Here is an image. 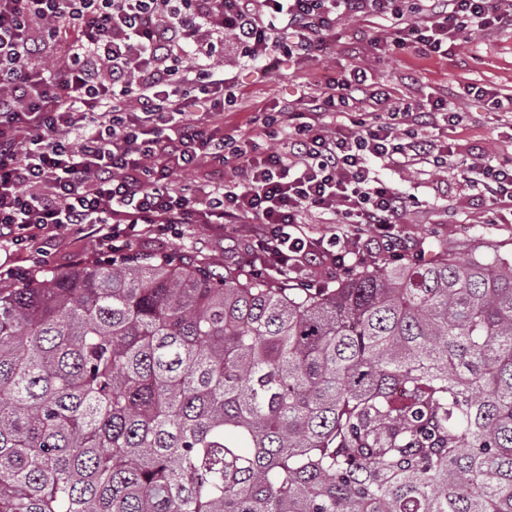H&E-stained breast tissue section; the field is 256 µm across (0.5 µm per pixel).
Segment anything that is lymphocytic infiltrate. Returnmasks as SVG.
Returning a JSON list of instances; mask_svg holds the SVG:
<instances>
[{
  "label": "lymphocytic infiltrate",
  "instance_id": "lymphocytic-infiltrate-1",
  "mask_svg": "<svg viewBox=\"0 0 512 512\" xmlns=\"http://www.w3.org/2000/svg\"><path fill=\"white\" fill-rule=\"evenodd\" d=\"M369 14L393 27L369 41L380 57H443L465 34L512 29L505 0H0V246L35 252L41 232L66 230L112 255L186 224L217 236L238 224L265 274L302 288L306 264L349 273L406 251L410 200L381 169L456 170L512 205L511 163L458 166L432 136L464 113L395 97L364 69L265 114L255 136L225 133L227 60L302 61ZM337 112L358 118L328 129ZM261 135L271 147L257 148ZM204 163L235 177L204 188L191 177ZM315 211L334 233L308 229Z\"/></svg>",
  "mask_w": 512,
  "mask_h": 512
}]
</instances>
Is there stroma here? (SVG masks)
Masks as SVG:
<instances>
[{"label": "stroma", "instance_id": "obj_1", "mask_svg": "<svg viewBox=\"0 0 512 512\" xmlns=\"http://www.w3.org/2000/svg\"><path fill=\"white\" fill-rule=\"evenodd\" d=\"M385 19L374 15L343 20L336 40L325 55L295 62L281 60L273 72L260 66L240 64L236 67L238 101L224 112L225 132L240 135L254 133V119L264 112L279 109L295 99L300 91H316L325 76L337 75L353 68L367 69L377 86L400 98L429 94L447 97L459 111L483 112L482 102L464 97V85L474 84L512 96V30L476 33L466 36L448 49L447 56L424 60L408 54L379 60L371 53L352 54L351 45L366 44L371 37L388 34ZM448 140L456 148L457 160L469 163L473 154L486 152L498 161L512 158V145L497 137L493 123H464L449 130ZM380 176L394 188L410 196L413 207L402 226L409 241L425 251L439 247L467 250L512 252V223L493 224L489 206L482 198L480 186L464 181L459 172L435 169L381 170ZM41 241L49 267L55 271L71 268L75 257L84 262L100 260L79 234L45 233ZM153 247L166 251L191 248L213 263L216 270L226 267L259 269L253 256L224 248L209 238L206 225L189 224L180 238L156 239Z\"/></svg>", "mask_w": 512, "mask_h": 512}]
</instances>
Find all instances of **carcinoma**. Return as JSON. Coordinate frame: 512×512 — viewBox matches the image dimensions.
I'll return each mask as SVG.
<instances>
[{
  "mask_svg": "<svg viewBox=\"0 0 512 512\" xmlns=\"http://www.w3.org/2000/svg\"><path fill=\"white\" fill-rule=\"evenodd\" d=\"M0 512H512V256L0 282Z\"/></svg>",
  "mask_w": 512,
  "mask_h": 512,
  "instance_id": "1",
  "label": "carcinoma"
}]
</instances>
